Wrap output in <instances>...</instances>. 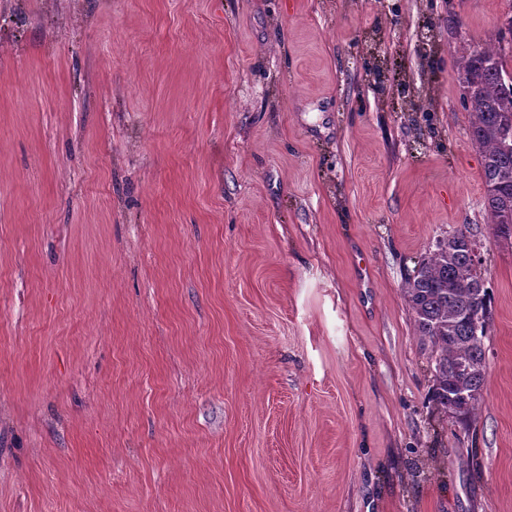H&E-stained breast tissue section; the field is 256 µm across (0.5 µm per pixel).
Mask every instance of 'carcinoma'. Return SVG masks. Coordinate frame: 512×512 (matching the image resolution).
<instances>
[{
  "label": "carcinoma",
  "instance_id": "cac0c4a2",
  "mask_svg": "<svg viewBox=\"0 0 512 512\" xmlns=\"http://www.w3.org/2000/svg\"><path fill=\"white\" fill-rule=\"evenodd\" d=\"M462 88L469 91L466 108L472 116L469 135L482 151L485 187L484 206L496 236L512 239V65L495 49L481 48L460 65ZM456 243L436 246L420 261L405 288L414 317L416 335L431 343V398L435 409L448 414V398L468 393L471 400L459 412L466 422L476 410L487 378L484 340L491 321L476 325L468 311L474 307L491 310L490 288L477 274L481 255L477 242L464 224L455 230ZM470 364L462 372L459 365Z\"/></svg>",
  "mask_w": 512,
  "mask_h": 512
}]
</instances>
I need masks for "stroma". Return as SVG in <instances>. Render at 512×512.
I'll use <instances>...</instances> for the list:
<instances>
[{
  "label": "stroma",
  "instance_id": "35a3bbf8",
  "mask_svg": "<svg viewBox=\"0 0 512 512\" xmlns=\"http://www.w3.org/2000/svg\"><path fill=\"white\" fill-rule=\"evenodd\" d=\"M510 11L0 0V512H512V243L458 81ZM463 224L465 425L404 297Z\"/></svg>",
  "mask_w": 512,
  "mask_h": 512
}]
</instances>
